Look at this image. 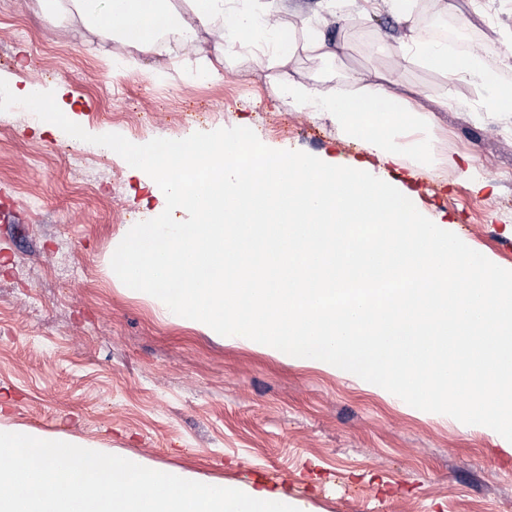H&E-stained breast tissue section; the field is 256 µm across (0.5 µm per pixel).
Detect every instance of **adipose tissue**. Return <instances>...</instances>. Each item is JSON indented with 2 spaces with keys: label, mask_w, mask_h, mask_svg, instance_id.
<instances>
[{
  "label": "adipose tissue",
  "mask_w": 512,
  "mask_h": 512,
  "mask_svg": "<svg viewBox=\"0 0 512 512\" xmlns=\"http://www.w3.org/2000/svg\"><path fill=\"white\" fill-rule=\"evenodd\" d=\"M190 15L181 17L170 0H40L46 21L70 14L74 24L87 31L105 32L143 54L157 52L172 43L193 53L199 63L196 79L223 77L224 62L233 55L248 54L258 65L290 62L297 48L324 59H336L342 47L326 40L323 26L336 16L322 18L311 28L303 44H296L288 30L282 6L255 10L244 0H186ZM220 30L219 41L200 40V29ZM409 61L442 74L448 81L481 70L478 58H459L444 41L410 39L403 47ZM349 91L325 92L316 85L282 83L278 98L286 105L328 117L346 136L369 154L393 164L420 160L429 172L442 164L434 158L432 115L398 93L378 71L348 76Z\"/></svg>",
  "instance_id": "ef3b65f1"
}]
</instances>
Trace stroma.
<instances>
[{
	"instance_id": "stroma-1",
	"label": "stroma",
	"mask_w": 512,
	"mask_h": 512,
	"mask_svg": "<svg viewBox=\"0 0 512 512\" xmlns=\"http://www.w3.org/2000/svg\"><path fill=\"white\" fill-rule=\"evenodd\" d=\"M296 37L326 11L344 44L336 60L298 50L290 63L230 59L220 79L192 82L196 60L170 46L139 56L73 23L46 27L36 0H0V79L41 84L93 135L136 144L247 127L266 146L366 167L407 190L422 214L512 270V112H495L475 75L449 83L402 57L409 36L385 7L286 0ZM470 55L501 75L512 0H451ZM379 69L432 111L441 156L427 174L349 141L335 124L283 104L276 84L336 87V75ZM447 108H438L439 100ZM71 136L26 113L0 112V426L71 438L213 486L284 494L301 512H512V453L479 429L416 409L347 371L274 356L168 318L111 268L164 194L118 154L71 169Z\"/></svg>"
}]
</instances>
